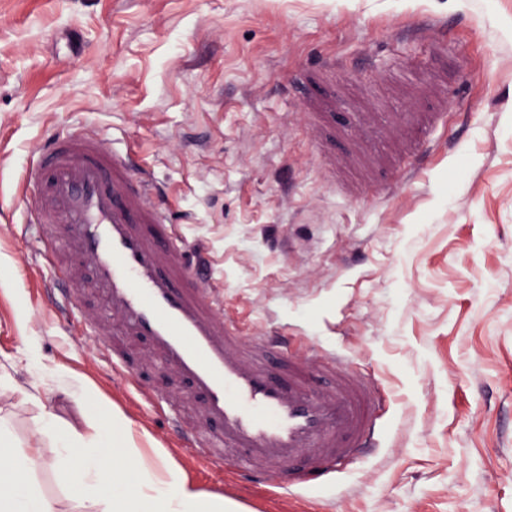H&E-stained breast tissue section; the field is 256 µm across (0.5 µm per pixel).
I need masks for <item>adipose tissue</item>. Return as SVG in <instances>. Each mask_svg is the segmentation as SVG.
I'll return each mask as SVG.
<instances>
[{
    "instance_id": "ef3b65f1",
    "label": "adipose tissue",
    "mask_w": 512,
    "mask_h": 512,
    "mask_svg": "<svg viewBox=\"0 0 512 512\" xmlns=\"http://www.w3.org/2000/svg\"><path fill=\"white\" fill-rule=\"evenodd\" d=\"M104 417L112 429L98 431L83 441L60 430L52 417L35 419L37 440L19 444L6 421L0 420V512H57L55 501L35 480L42 466H50L57 483L90 512H243L236 500L204 495L188 484L161 448H142L125 417L107 409ZM50 437L52 456H45L40 437Z\"/></svg>"
}]
</instances>
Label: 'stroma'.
Returning <instances> with one entry per match:
<instances>
[{"label":"stroma","mask_w":512,"mask_h":512,"mask_svg":"<svg viewBox=\"0 0 512 512\" xmlns=\"http://www.w3.org/2000/svg\"><path fill=\"white\" fill-rule=\"evenodd\" d=\"M326 60V83L302 82ZM409 66L447 68L448 122L401 178L349 122L413 111L393 80ZM304 93L326 100L333 150L364 156L358 197L316 163ZM82 126L164 187L225 313L292 336L276 364L339 349L376 380L392 429L337 489L292 498L198 463L168 426L179 406L150 398L177 382L144 369L131 389L83 309L40 303L23 173L43 138ZM99 406L248 512H512V0H0V418L20 442L43 413L88 442Z\"/></svg>","instance_id":"stroma-1"}]
</instances>
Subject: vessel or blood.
<instances>
[{
  "label": "vessel or blood",
  "instance_id": "1",
  "mask_svg": "<svg viewBox=\"0 0 512 512\" xmlns=\"http://www.w3.org/2000/svg\"><path fill=\"white\" fill-rule=\"evenodd\" d=\"M397 77L420 111L357 112L352 125L365 143L400 146L418 160L446 121L448 83L421 84L411 69ZM39 153L25 170L23 213L54 260L51 285H64L74 303L76 284L91 277L104 309L91 315L89 334L134 385L138 375L113 335L146 338L145 361L185 386L186 434L201 460L235 456L241 476L258 484L287 473L284 489L295 493L325 488L341 463L379 447L377 384L337 350L322 351L317 369L299 359L275 373L272 357L287 353V337H244L224 315L223 289L200 276L201 259L127 153L86 131L56 134ZM316 370L324 387L313 385Z\"/></svg>",
  "mask_w": 512,
  "mask_h": 512
}]
</instances>
